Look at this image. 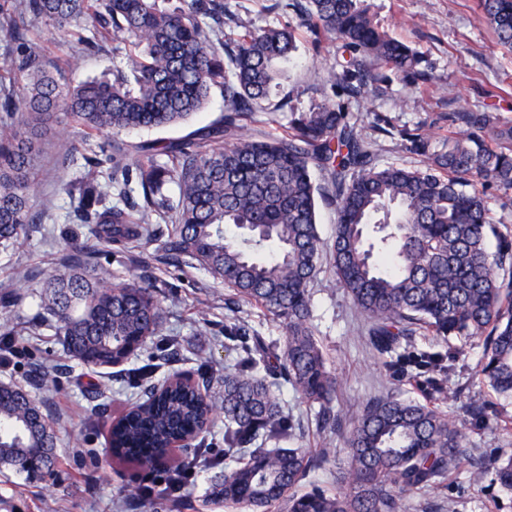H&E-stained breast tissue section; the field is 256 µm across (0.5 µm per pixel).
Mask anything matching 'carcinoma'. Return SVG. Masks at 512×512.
Returning a JSON list of instances; mask_svg holds the SVG:
<instances>
[{"label":"carcinoma","mask_w":512,"mask_h":512,"mask_svg":"<svg viewBox=\"0 0 512 512\" xmlns=\"http://www.w3.org/2000/svg\"><path fill=\"white\" fill-rule=\"evenodd\" d=\"M299 23L248 29L227 50L218 46L224 0H20L0 7V36L11 70L25 85L20 96L0 94V243L8 245L41 221L33 199L42 140L63 119L103 136L84 170L63 182L77 200L74 220L94 224L95 238L127 252L136 270L145 249L160 260L196 264L234 295L280 322L281 342L269 341L242 318L224 325V339L242 355L224 374V389L202 399L174 375L158 395L135 402L110 427L112 456L156 466L160 451L224 415V454L196 448L193 461L214 470L206 498L247 512H402L404 497L435 492L465 461L470 479L495 474L512 491V459L474 458L459 429L439 406L450 397L457 352L424 349L414 337H455L483 344L480 374L497 394L512 396V234L497 227L493 191L512 190V121L489 111L448 114V136L434 141L424 124L396 126L375 112L372 127L421 158L417 168L374 162L349 104L390 75L429 89L431 73L408 44L382 29L362 0H295ZM498 42L512 49V0H479ZM210 23H205V20ZM42 20L76 38L78 56L112 46V81L73 88L42 64L29 23ZM315 40L338 38L342 71L332 95L306 112L288 113L284 132L259 140L248 134L268 100L277 65L297 49L298 28ZM224 86V119L189 141L157 140L135 166L123 162L112 136L157 130L202 110L214 85ZM78 146L56 143L63 172L77 164ZM322 173L334 190V237L318 230ZM117 200L105 201L99 177ZM176 186L177 198L170 196ZM166 222L161 227L160 222ZM353 305L368 319L367 347L384 360L391 379L413 386L424 401L387 396L368 400L348 438L339 490L299 491L326 451L289 446L296 425L277 393L283 386L318 407L323 432L342 430L336 380L312 324L310 285L323 255ZM35 321L51 322L63 351L91 369L122 365L152 344L177 350L163 334L154 285L112 273L108 254L73 243L69 257L44 275ZM159 365L128 370L140 388ZM474 424L490 419L484 404L465 406ZM59 463L57 435L44 401L0 382V469L31 481ZM179 467L158 469L154 485L176 503L188 481Z\"/></svg>","instance_id":"obj_1"}]
</instances>
